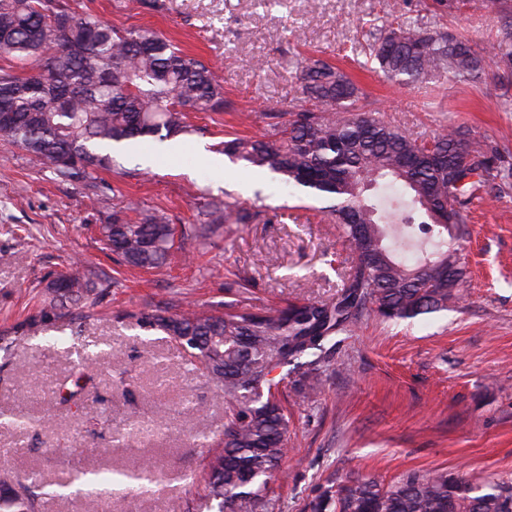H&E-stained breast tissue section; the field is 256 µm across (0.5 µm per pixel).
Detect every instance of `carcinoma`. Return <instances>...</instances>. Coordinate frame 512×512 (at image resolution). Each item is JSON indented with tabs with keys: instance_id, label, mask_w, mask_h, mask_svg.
I'll return each mask as SVG.
<instances>
[{
	"instance_id": "carcinoma-1",
	"label": "carcinoma",
	"mask_w": 512,
	"mask_h": 512,
	"mask_svg": "<svg viewBox=\"0 0 512 512\" xmlns=\"http://www.w3.org/2000/svg\"><path fill=\"white\" fill-rule=\"evenodd\" d=\"M443 0L427 7L433 25L409 17L369 32L365 65L400 86L479 76L483 57L440 24ZM0 50L29 64L0 67V137L17 145L57 180L92 179L112 167L115 145L163 143L188 131L191 112L224 111V84L201 59L150 28L120 29L69 0H0ZM501 57L512 61V21L501 28ZM304 105L265 113L260 137H235L224 153L266 170L285 186L326 200L351 269L331 302L289 303L266 312L208 310L170 314L159 307L139 322L178 341L199 362L227 405L224 432L205 478L208 512H258L282 459L288 414L277 401L273 372L312 354L364 314L390 321L448 309L464 271L456 243L468 205L480 192L512 186V172L493 165L491 149L458 128L415 136L375 116L339 68L311 56L299 66ZM205 220L189 229L207 241L224 224H250L260 211L239 202L204 204ZM165 212L129 206L102 227L105 249L130 267L155 269L175 248ZM96 301L94 282L67 273L54 282L45 314ZM319 360L297 394L319 390ZM157 480L154 467L76 472L45 492L75 494L93 504L134 482ZM39 484L0 479V512H41ZM336 512H512V487L475 484L433 470L384 488L358 478L336 499Z\"/></svg>"
}]
</instances>
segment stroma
Listing matches in <instances>:
<instances>
[{
	"mask_svg": "<svg viewBox=\"0 0 512 512\" xmlns=\"http://www.w3.org/2000/svg\"><path fill=\"white\" fill-rule=\"evenodd\" d=\"M72 2L164 33L216 69L228 106L191 114L192 131L174 139L178 156L158 146L122 152L92 180H55L0 138V449L10 452L0 469L56 483L78 470L149 463L159 485L102 498L97 512H203L202 442L224 425V397L178 342L134 313L330 300L351 266L320 200L225 156V135H262L264 112L293 109L298 64L318 55L344 69L386 121L417 136L461 128L512 167V68L497 55L512 0H448L444 23L481 52L484 70L476 81L415 89L355 62L368 32L389 23L388 0ZM211 199L258 203L261 216L203 244L185 238L169 265L148 271L114 263L99 241L101 224L130 204L164 210L180 226L198 223ZM469 215L464 300L397 322L371 314L333 336L319 353L312 400L295 393L304 366L276 370L290 427L268 512H336L338 489L358 476L387 486L445 469L512 484V190L477 195ZM63 272L100 287L73 319L42 313ZM86 356L93 363L79 370ZM78 382V400L60 402Z\"/></svg>",
	"mask_w": 512,
	"mask_h": 512,
	"instance_id": "obj_1",
	"label": "stroma"
}]
</instances>
